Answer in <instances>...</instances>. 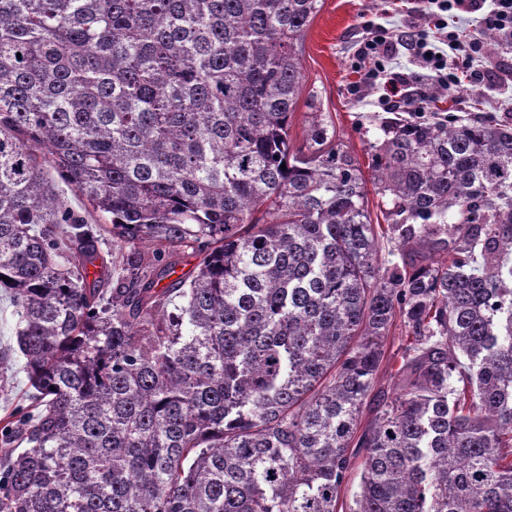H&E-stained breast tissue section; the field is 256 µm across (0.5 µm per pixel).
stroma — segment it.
I'll return each mask as SVG.
<instances>
[{
    "label": "stroma",
    "instance_id": "obj_1",
    "mask_svg": "<svg viewBox=\"0 0 512 512\" xmlns=\"http://www.w3.org/2000/svg\"><path fill=\"white\" fill-rule=\"evenodd\" d=\"M428 13L426 0H324L303 42L301 60L305 81L292 118L293 140L305 141L309 126L307 103L316 101L322 111L330 113L337 141L357 158L361 167H369L368 146L380 138L379 126L386 113L378 102L377 92L369 90L358 97L349 93L350 84L359 79L350 67L351 56L370 23L400 29L415 21L424 27L429 23ZM426 110L430 113L453 110L463 119L511 118L512 84L465 83L455 93L441 90L429 98ZM405 340L404 328L394 324L374 388L361 410L359 426L372 422L380 396L397 392V369Z\"/></svg>",
    "mask_w": 512,
    "mask_h": 512
}]
</instances>
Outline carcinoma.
Returning <instances> with one entry per match:
<instances>
[{
    "label": "carcinoma",
    "mask_w": 512,
    "mask_h": 512,
    "mask_svg": "<svg viewBox=\"0 0 512 512\" xmlns=\"http://www.w3.org/2000/svg\"><path fill=\"white\" fill-rule=\"evenodd\" d=\"M322 5L0 0V512H337L354 446L350 512H512V120L381 122L373 223L332 121L290 139ZM171 260L176 263V274L168 279H165L161 283V286L167 285L171 280L176 279L178 276H190L191 278L192 275H194V272H196L200 257L192 254L190 249H186L178 255H174ZM4 298L3 296L0 300V344L1 346H5L9 343L16 345L15 323L17 317L13 315L14 308L9 304V301ZM405 329L401 326L399 319L396 320L385 346V356L370 397L364 404L358 421L359 428L368 426L376 413L378 400L385 396H392L398 391L397 369L400 365L402 344L406 340ZM381 396V397H380ZM24 359L19 354H15L14 358L8 365V369L2 366L0 369L1 374L8 377L9 388L4 392H0V418L3 419L16 405L28 404L26 401L27 378L24 372L21 371Z\"/></svg>",
    "instance_id": "carcinoma-1"
}]
</instances>
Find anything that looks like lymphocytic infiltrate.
Instances as JSON below:
<instances>
[{"label": "lymphocytic infiltrate", "instance_id": "lymphocytic-infiltrate-1", "mask_svg": "<svg viewBox=\"0 0 512 512\" xmlns=\"http://www.w3.org/2000/svg\"><path fill=\"white\" fill-rule=\"evenodd\" d=\"M436 37H429L419 25L394 31L381 24H370L366 37L352 56V67L359 76L350 93L367 85L380 90L379 102L386 108L403 106L415 117H423L426 89L416 87L408 74L388 69L394 48L411 51L429 69L444 89L458 88L462 76L471 81L495 80L492 68H479L483 44L479 38H464L457 26L460 12L476 13L479 29L498 32L505 43L512 44V0H428Z\"/></svg>", "mask_w": 512, "mask_h": 512}]
</instances>
